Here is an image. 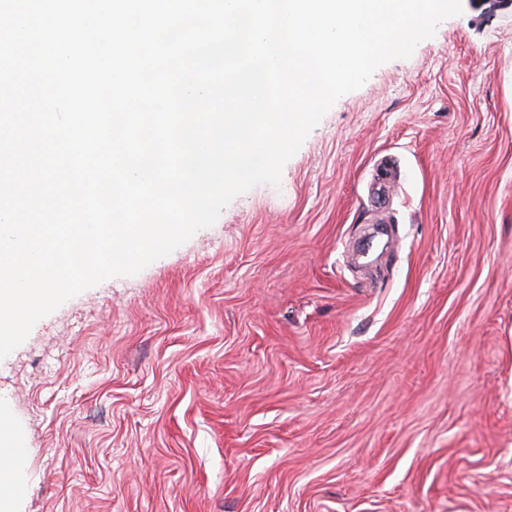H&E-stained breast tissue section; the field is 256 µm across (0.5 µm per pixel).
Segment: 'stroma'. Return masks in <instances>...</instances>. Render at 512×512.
Returning a JSON list of instances; mask_svg holds the SVG:
<instances>
[{"instance_id": "35a3bbf8", "label": "stroma", "mask_w": 512, "mask_h": 512, "mask_svg": "<svg viewBox=\"0 0 512 512\" xmlns=\"http://www.w3.org/2000/svg\"><path fill=\"white\" fill-rule=\"evenodd\" d=\"M11 512H512V7L0 360Z\"/></svg>"}]
</instances>
